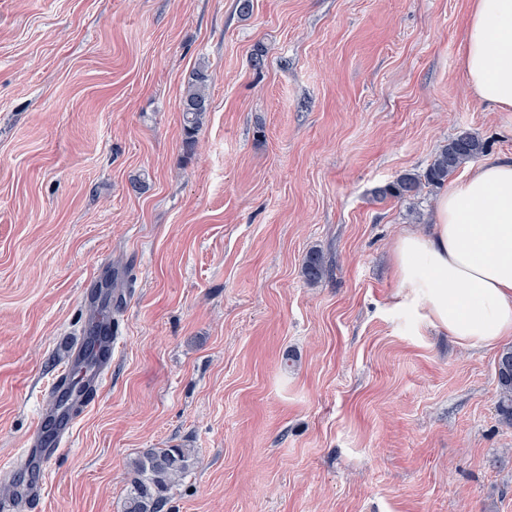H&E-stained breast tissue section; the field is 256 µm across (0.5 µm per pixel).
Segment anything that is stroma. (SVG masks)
<instances>
[{"label":"stroma","mask_w":512,"mask_h":512,"mask_svg":"<svg viewBox=\"0 0 512 512\" xmlns=\"http://www.w3.org/2000/svg\"><path fill=\"white\" fill-rule=\"evenodd\" d=\"M468 9L0 0L1 507L85 290L116 267L112 368L37 512H122L132 461L175 445L195 463L163 512H512L499 348L408 308L391 263L443 190L381 194L465 130L484 163L512 154V114L467 87ZM313 250L328 273L311 285ZM210 74L205 65H199L192 74L186 91L181 100V111L184 120V147L191 151L195 144V137L203 120L209 112L210 100L208 87ZM326 265L323 255L319 251H311L302 265V276L309 284H317L326 274Z\"/></svg>","instance_id":"1"}]
</instances>
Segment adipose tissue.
I'll return each instance as SVG.
<instances>
[{
	"instance_id": "obj_1",
	"label": "adipose tissue",
	"mask_w": 512,
	"mask_h": 512,
	"mask_svg": "<svg viewBox=\"0 0 512 512\" xmlns=\"http://www.w3.org/2000/svg\"><path fill=\"white\" fill-rule=\"evenodd\" d=\"M460 57L471 94L512 112V0H470ZM411 305L465 346L512 337V156L449 187L428 231H404L392 251Z\"/></svg>"
}]
</instances>
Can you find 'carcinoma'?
<instances>
[{"label":"carcinoma","instance_id":"obj_1","mask_svg":"<svg viewBox=\"0 0 512 512\" xmlns=\"http://www.w3.org/2000/svg\"><path fill=\"white\" fill-rule=\"evenodd\" d=\"M210 74L204 65L192 74L181 100L184 120V147L192 150L195 137L209 112L208 87ZM485 152L482 140L471 132H462L448 140V144L435 155L422 173H404L385 186L381 193L398 200H412L420 196L424 187L442 185L462 165L479 159ZM326 274L323 255L310 252L302 265V276L309 284H317ZM496 412L499 422L512 427V345L501 348L497 355ZM194 464L191 448L148 449L131 464L129 480L123 503V512H162L171 489L183 479Z\"/></svg>","mask_w":512,"mask_h":512}]
</instances>
